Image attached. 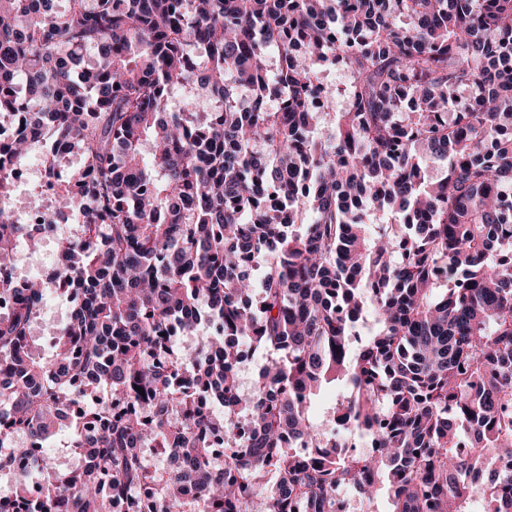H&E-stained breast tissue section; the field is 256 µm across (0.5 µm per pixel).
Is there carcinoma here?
I'll return each instance as SVG.
<instances>
[{
  "instance_id": "carcinoma-1",
  "label": "carcinoma",
  "mask_w": 512,
  "mask_h": 512,
  "mask_svg": "<svg viewBox=\"0 0 512 512\" xmlns=\"http://www.w3.org/2000/svg\"><path fill=\"white\" fill-rule=\"evenodd\" d=\"M67 2L0 0V122L24 113L0 257L37 241L10 182L33 139L50 169L83 158L62 198L86 212L56 259L78 298L52 354L47 284L0 278V473L68 406L88 461L21 470L0 512H108L105 487L125 512H254L266 472L261 512H334L341 486L391 512H512V0ZM336 62L340 112L316 104ZM243 340L274 355L246 394ZM330 383L371 452L336 455L315 423ZM217 435L239 449L221 469Z\"/></svg>"
}]
</instances>
